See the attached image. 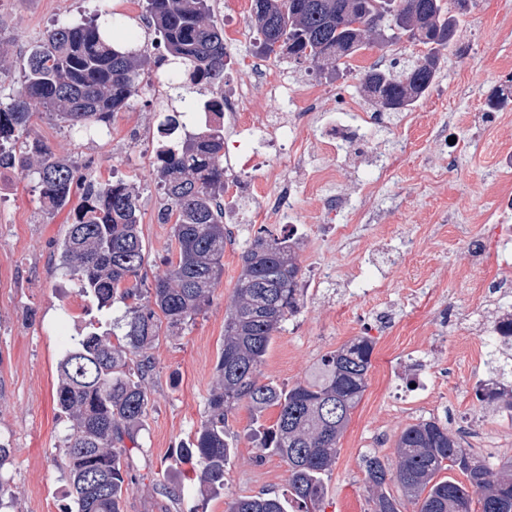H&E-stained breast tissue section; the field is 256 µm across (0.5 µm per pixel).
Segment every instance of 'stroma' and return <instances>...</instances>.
I'll return each mask as SVG.
<instances>
[{
  "label": "stroma",
  "instance_id": "obj_1",
  "mask_svg": "<svg viewBox=\"0 0 512 512\" xmlns=\"http://www.w3.org/2000/svg\"><path fill=\"white\" fill-rule=\"evenodd\" d=\"M212 7L221 26L246 33L231 49L238 63L224 73L225 90L244 85L253 99L265 100V87L239 66L258 52L251 0H212ZM448 8L461 14V34L445 52L432 88L410 111L389 113L386 127L374 137L388 165L378 192L363 190L369 155L325 153L312 122L299 124L293 133L314 168L335 171L337 193L374 212L366 235L350 242L322 237L326 194L310 188L284 153L274 164L298 187L295 222L261 220L248 204L233 206L224 275L209 306L177 334L161 337L152 351L151 405L138 436L125 512H225L231 498L279 493L288 484V467L280 457L256 461L253 416L244 404L228 416L235 453L224 473L223 494L202 499L188 465L176 457L205 415L240 255L262 229L301 242L305 288L299 313L270 345L261 367L263 381L291 386L351 339L374 341L367 388L325 479V512H372L364 456L374 453L395 463L401 431L428 417L447 424L466 446L487 443L489 463L512 457V425L500 423L497 403L475 397L485 329L507 304L501 297L483 305L475 293L480 283L505 277L501 251L512 241V216L502 224L493 218L503 197H512V173L499 167L505 155H512V106H489L512 77V0H448ZM104 12L137 30L139 47L151 44L139 0H0V32L10 41L0 67V91L20 83L25 54L53 24ZM419 52L408 42L388 49L373 46L352 59L350 72L336 77L309 71L285 56L267 63L287 70L296 92L318 84L329 104L339 98L362 100L361 71L387 54L406 58ZM183 108L180 98L158 101L145 86L126 111L115 115L111 135L79 133L41 113L31 124L33 135L75 166L103 179L135 182L150 277L162 271L175 241L170 225L160 220L165 200L144 157L157 146L165 115ZM451 136L455 144L444 146ZM70 221L68 210L41 207L30 180L11 177L0 194V440L13 448V462L0 470V481L14 495L8 512H68L72 500L62 466L68 424L55 399L58 363L86 323L96 321L116 333L123 324L122 304L98 309L72 288L63 269L50 263ZM322 268L332 271V280L312 287ZM361 271L386 278V291L351 292L349 280ZM414 350L428 362L423 375L431 389L423 396L411 390L421 375L407 366ZM166 481L182 483L180 499L153 491V484Z\"/></svg>",
  "mask_w": 512,
  "mask_h": 512
}]
</instances>
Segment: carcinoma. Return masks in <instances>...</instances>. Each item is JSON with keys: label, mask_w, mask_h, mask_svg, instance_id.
Returning <instances> with one entry per match:
<instances>
[{"label": "carcinoma", "mask_w": 512, "mask_h": 512, "mask_svg": "<svg viewBox=\"0 0 512 512\" xmlns=\"http://www.w3.org/2000/svg\"><path fill=\"white\" fill-rule=\"evenodd\" d=\"M148 22L164 50L154 66L172 57L177 66L167 90L189 93L206 84L219 95L206 112L224 110V28L210 0H143ZM251 19L265 56L288 49V58L320 73L349 71L350 60L368 45L407 40L424 48L412 59L365 69L360 87L383 108L391 98L415 105L433 85L443 52L456 40L459 18L443 0H252ZM123 22L90 19L57 23L29 50L20 86L0 97V166L33 178L43 208L61 210L73 196L72 223L60 244V263L77 292L100 309L125 307L123 333L99 331L89 322L58 366L57 403L69 423L65 466L74 509L124 512L132 448L145 426L151 350L161 331L174 333L209 304L224 274V127L207 124L178 136L181 113L160 123L155 179L166 199L161 213L172 224L176 252L146 285L139 192L121 179L101 181L77 174L30 132L42 112L79 132L110 134L115 113L138 95L149 54L119 34ZM300 243L259 234L241 255V273L224 322V342L207 399L205 419L178 459L191 465L200 495L224 490V468L234 452L225 424L245 402L252 414L279 409L276 421L255 436V459L279 456L288 466L282 494L233 497L227 512H324L325 476L336 463L338 443L367 387L372 339L356 337L321 360L314 376L290 387L260 381L274 336L300 308ZM490 402L512 410V385L483 389ZM398 461L390 468L375 454L364 458L373 512H399L387 487L395 483L418 512H470L472 495L480 512L491 501L512 506V458L489 463L435 419L406 427L399 435ZM445 470L465 475L461 482Z\"/></svg>", "instance_id": "obj_1"}]
</instances>
